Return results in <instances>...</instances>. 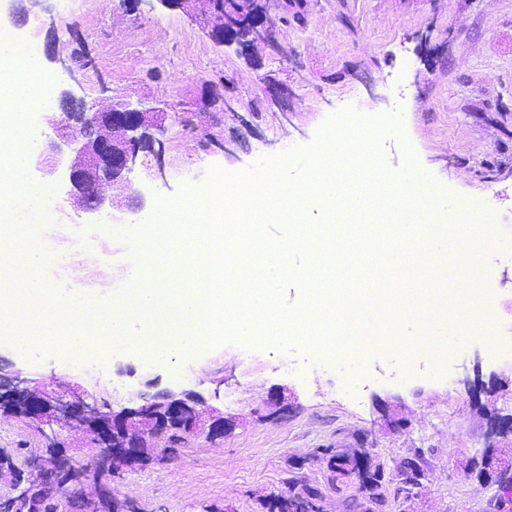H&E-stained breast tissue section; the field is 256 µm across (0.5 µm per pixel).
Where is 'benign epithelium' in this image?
Listing matches in <instances>:
<instances>
[{
	"instance_id": "7a95c632",
	"label": "benign epithelium",
	"mask_w": 512,
	"mask_h": 512,
	"mask_svg": "<svg viewBox=\"0 0 512 512\" xmlns=\"http://www.w3.org/2000/svg\"><path fill=\"white\" fill-rule=\"evenodd\" d=\"M42 0H12L11 18L29 34L45 37L46 58L54 60L55 30L44 29L34 8ZM245 8L239 16L224 23H216V0H126L129 9L140 10L145 5L151 10L161 6L179 10L197 19L208 34L223 46H234L248 57L258 44L271 45L272 36L267 27L263 0H243ZM164 113L144 109L121 99L100 111H90L84 99L68 91L60 92L55 106L44 113L45 123L55 133L53 139H38L30 156V166L49 181L56 176L63 160L61 144L72 147L75 156L69 161V180L75 190L74 206L98 219L112 221L118 214H134L144 205L142 195L134 190L128 178L137 164L139 153L145 149L161 157L164 143L156 137L161 131ZM79 128L84 141L69 139V131ZM63 143H58V140ZM205 400L193 392L165 389L144 403L105 413L92 407L73 393L64 396L44 385L34 386L32 380L18 370L0 366V417L32 420L47 425L59 424L79 427L90 433L100 447L99 456L77 466L57 437H47L46 455L27 461V469L0 468V475H10L16 496L0 497V512H66L61 499L38 487L32 480L34 472H44L50 481L58 474L69 476V483L79 484L92 474L95 494L89 505L96 507L112 499V477L121 469L133 468L144 462L141 449L146 438L178 431L184 436L207 430V435L224 434V417L212 414L203 420ZM488 433L495 438L512 435V414L502 415L497 410H485ZM512 470V446L491 448L488 453L475 456L469 467L479 482L489 481L490 474H505Z\"/></svg>"
}]
</instances>
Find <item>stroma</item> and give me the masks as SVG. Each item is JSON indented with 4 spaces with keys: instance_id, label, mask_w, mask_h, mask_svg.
Masks as SVG:
<instances>
[{
    "instance_id": "35a3bbf8",
    "label": "stroma",
    "mask_w": 512,
    "mask_h": 512,
    "mask_svg": "<svg viewBox=\"0 0 512 512\" xmlns=\"http://www.w3.org/2000/svg\"><path fill=\"white\" fill-rule=\"evenodd\" d=\"M265 3L273 44L250 63L178 11L132 13L123 0H52L44 20L56 28L58 62L47 61L39 40L20 58H33L38 76L87 104L117 95L169 117L162 156L140 154L129 175L145 205L126 223L97 224L77 211L67 171L47 183L28 172L31 185H46L49 200L50 221L31 241L47 254L31 272L35 284L110 306L130 293L132 240L150 229L159 204L175 200L183 187H203L211 168L238 173L264 158L312 148L339 112L356 118L372 112L401 121L377 141L388 168L414 160L445 200L490 216L489 246L462 234L450 251L490 275L491 336L463 331L444 356L409 357L406 346L417 330L409 291L423 268L414 256L389 250L381 286L400 320L388 326L389 341L362 355L350 339L357 320L340 297L327 317L341 328L334 340L339 350L329 357L302 339L266 335L214 342L174 366L140 356L128 343L101 346L102 329L74 351L79 323L47 305L29 347L0 337V361L63 389L79 386L85 402L104 412L176 388L200 394L223 415V437L154 440L147 465L115 478L116 496L136 512H268L269 497L287 492L292 477L321 488L324 512H345L358 486L329 483L327 448L367 451L389 481L399 459L424 449L426 480L416 512H512L496 485H479L466 472L468 459L489 443L481 404L512 413V358L494 344L512 341V0H303L300 24L284 23L282 0ZM270 82L286 86L287 97L271 100ZM209 90L225 92L230 107L202 109L200 97ZM85 246L106 270L84 267ZM179 248L163 240L153 267L175 281L156 311L162 335L176 327L174 314L192 286L190 269L173 262ZM324 266L323 281L340 293L365 274L356 244L326 252ZM477 361L502 382L476 404L462 379ZM394 418L399 426H391ZM51 433L80 463L97 453L81 430L11 418H0V451L23 464L41 453Z\"/></svg>"
}]
</instances>
